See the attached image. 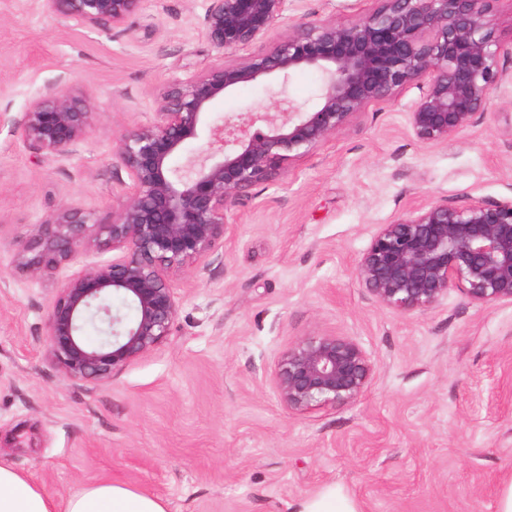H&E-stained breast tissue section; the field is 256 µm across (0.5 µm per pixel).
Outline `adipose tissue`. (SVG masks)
<instances>
[{
	"instance_id": "1",
	"label": "adipose tissue",
	"mask_w": 512,
	"mask_h": 512,
	"mask_svg": "<svg viewBox=\"0 0 512 512\" xmlns=\"http://www.w3.org/2000/svg\"><path fill=\"white\" fill-rule=\"evenodd\" d=\"M0 512H168V509L163 498L113 481L94 483L59 500L30 476L0 459ZM292 512H361V509L343 489L329 486L294 503Z\"/></svg>"
}]
</instances>
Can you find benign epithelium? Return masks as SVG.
I'll return each instance as SVG.
<instances>
[{"label": "benign epithelium", "mask_w": 512, "mask_h": 512, "mask_svg": "<svg viewBox=\"0 0 512 512\" xmlns=\"http://www.w3.org/2000/svg\"><path fill=\"white\" fill-rule=\"evenodd\" d=\"M142 0H51L66 21L109 32ZM204 35L220 56L287 33L237 64L224 60L168 81L155 119L122 135L113 153L125 168L126 200L102 222L60 208L26 239L17 264L36 278L91 251L120 256L86 267L56 288L46 319L47 356L72 381L106 382L170 336L178 301L169 276L203 268L224 241L226 213L252 187L312 156L369 105L416 84L409 112L422 143L448 140L487 115L506 78L498 59L493 0H378L349 25L300 18L288 24V0H207ZM323 78L317 102L281 98L271 109L211 120L215 102L243 83L286 85L299 69ZM93 113L69 88L49 89L24 112V139L45 157L65 156L85 137ZM209 128L206 153L173 160ZM354 275L381 305L424 312L456 289L486 306L512 303V200L455 206L433 201L382 224ZM118 297L133 311L113 309ZM371 359L349 336L304 337L274 369L282 404L303 413L356 402L372 380Z\"/></svg>", "instance_id": "obj_1"}]
</instances>
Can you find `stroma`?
<instances>
[{
	"label": "stroma",
	"mask_w": 512,
	"mask_h": 512,
	"mask_svg": "<svg viewBox=\"0 0 512 512\" xmlns=\"http://www.w3.org/2000/svg\"><path fill=\"white\" fill-rule=\"evenodd\" d=\"M375 0H293L289 18L351 24ZM206 0H143L127 26L74 27L50 0H0V459L63 499L113 480L166 500L168 512H290L335 485L362 512H496L512 477V304L449 290L404 315L380 305L354 266L380 225L432 201L512 199V82L490 117L416 139L420 95L373 104L278 180L228 213L206 269L170 281L178 310L166 341L101 383L65 379L45 353L59 280L109 260L91 252L56 279L15 261L63 206L111 215L128 175L112 154L149 123L172 76L217 62L202 34ZM69 86L93 114L70 155L41 158L20 121L43 91ZM237 86L216 116L269 105ZM355 338L374 365L355 403L292 413L272 370L306 336Z\"/></svg>",
	"instance_id": "35a3bbf8"
}]
</instances>
